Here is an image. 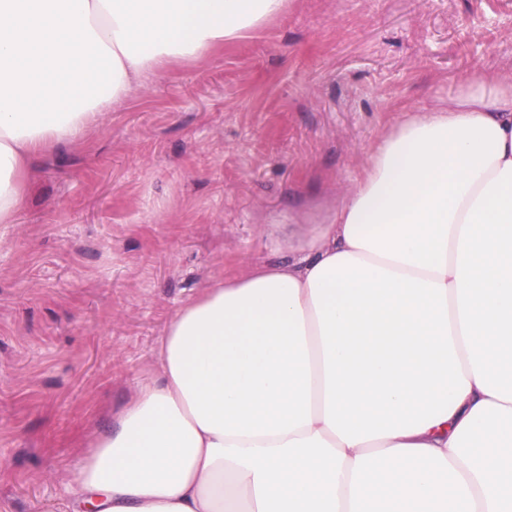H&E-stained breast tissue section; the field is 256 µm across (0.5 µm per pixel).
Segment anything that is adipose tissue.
<instances>
[{
  "mask_svg": "<svg viewBox=\"0 0 512 512\" xmlns=\"http://www.w3.org/2000/svg\"><path fill=\"white\" fill-rule=\"evenodd\" d=\"M288 0H0V224L31 164ZM92 512H512V77L405 118L307 248L169 318L85 437Z\"/></svg>",
  "mask_w": 512,
  "mask_h": 512,
  "instance_id": "obj_1",
  "label": "adipose tissue"
}]
</instances>
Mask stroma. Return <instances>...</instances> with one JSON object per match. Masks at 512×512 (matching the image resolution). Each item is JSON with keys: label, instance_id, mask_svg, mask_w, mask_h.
Instances as JSON below:
<instances>
[{"label": "stroma", "instance_id": "stroma-1", "mask_svg": "<svg viewBox=\"0 0 512 512\" xmlns=\"http://www.w3.org/2000/svg\"><path fill=\"white\" fill-rule=\"evenodd\" d=\"M512 75V0H291L40 159L0 224V512H71L79 438L217 278L299 254L406 113Z\"/></svg>", "mask_w": 512, "mask_h": 512}]
</instances>
